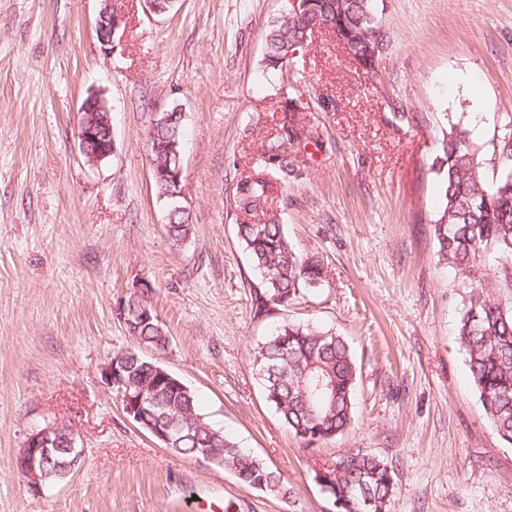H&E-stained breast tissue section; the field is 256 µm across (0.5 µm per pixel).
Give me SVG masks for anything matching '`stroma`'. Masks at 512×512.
I'll return each mask as SVG.
<instances>
[{"mask_svg": "<svg viewBox=\"0 0 512 512\" xmlns=\"http://www.w3.org/2000/svg\"><path fill=\"white\" fill-rule=\"evenodd\" d=\"M119 4L125 26L108 55L99 0H0V512H338L315 469L352 448L392 461L390 512H512V444L470 382L457 337L467 290L430 230L441 118L463 119L483 145L495 122L474 124V101L512 113V0H375L389 36L376 72L323 30L272 80L260 61L287 0H176L165 15ZM91 94L111 111L114 141L95 166L77 138ZM289 95L334 145L278 209L323 281L257 318L232 190ZM327 97L335 111H322ZM398 105L417 121L395 116ZM175 107L193 224L179 246L148 141ZM140 280L168 331L161 363L293 501L175 456L124 412L102 370L133 345L118 312ZM286 321L339 332L359 368L355 424L313 447L283 425L253 367L257 344ZM54 419L72 424L84 455L36 493L15 460Z\"/></svg>", "mask_w": 512, "mask_h": 512, "instance_id": "stroma-1", "label": "stroma"}]
</instances>
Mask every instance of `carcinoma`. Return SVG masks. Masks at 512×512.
<instances>
[{
  "mask_svg": "<svg viewBox=\"0 0 512 512\" xmlns=\"http://www.w3.org/2000/svg\"><path fill=\"white\" fill-rule=\"evenodd\" d=\"M315 28L336 35L366 71L379 67L376 34L383 29L374 0H308L298 13L287 11L272 22L261 60L263 71L283 73L289 52L310 43ZM301 102L284 101L283 116L264 136L262 149L236 182L232 201L237 236L261 282L251 293L254 316L266 318L286 308L323 281L321 260L298 254L284 231L273 201L288 180L302 176L306 148L325 152L332 145L302 117ZM490 156L481 154L469 131L443 113L439 153L431 169L438 176L441 206L430 221L439 261L470 288L461 308L457 336L468 357L471 383L499 437L512 443V114L495 125ZM183 120L177 112L161 114L150 134L153 185L168 201V237L179 245L190 232L189 209L181 205L182 186L172 176L181 152ZM496 252L503 261L489 282L482 260ZM152 288L129 292L123 306L138 316L123 320L138 344L112 356L124 385L113 388L123 398L155 404L153 421L177 420L183 433L171 451L184 458L224 459V469L244 485L284 500L291 489L262 460L240 448L235 439L211 425L194 392L177 386L147 359L140 348L162 351L169 342L152 306ZM254 365L267 401L306 446L329 440L348 429L355 417L358 367L343 336L320 326L285 323L259 344ZM321 481L339 504V512H390L395 470L388 460L361 449L323 463Z\"/></svg>",
  "mask_w": 512,
  "mask_h": 512,
  "instance_id": "cac0c4a2",
  "label": "carcinoma"
}]
</instances>
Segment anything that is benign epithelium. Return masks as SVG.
I'll list each match as a JSON object with an SVG mask.
<instances>
[{
    "mask_svg": "<svg viewBox=\"0 0 512 512\" xmlns=\"http://www.w3.org/2000/svg\"><path fill=\"white\" fill-rule=\"evenodd\" d=\"M103 6L96 23L97 38L105 49L116 46V35L124 24L122 13L114 9L113 0H101ZM80 112H93L95 119L91 123L81 122L78 128V140L86 161L96 165L112 154V144L92 150V141L97 126L112 127L110 111L105 103L96 96H89ZM150 434L163 444H170L179 434L176 422L164 427H148ZM83 448L79 446L72 426L63 420H52L42 428L29 434L23 450L16 459L18 472L26 479L34 492L43 490L50 484V479L57 475L65 477L81 462Z\"/></svg>",
    "mask_w": 512,
    "mask_h": 512,
    "instance_id": "1",
    "label": "benign epithelium"
}]
</instances>
